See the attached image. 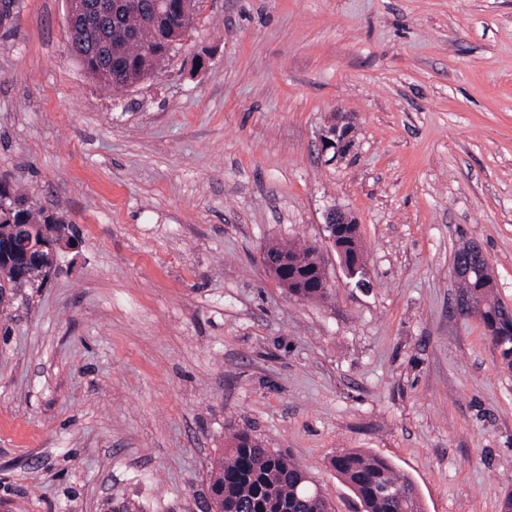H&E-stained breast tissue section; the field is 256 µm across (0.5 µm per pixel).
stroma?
<instances>
[{
  "label": "stroma",
  "instance_id": "35a3bbf8",
  "mask_svg": "<svg viewBox=\"0 0 512 512\" xmlns=\"http://www.w3.org/2000/svg\"><path fill=\"white\" fill-rule=\"evenodd\" d=\"M356 123L322 154L335 113ZM0 179L75 230L0 317V512H205L245 430L334 512L359 451L424 512H500L512 371L462 314L479 242L512 306V0H198L165 65L119 94L70 51L67 0L0 27ZM359 222L368 289L326 242ZM316 243L327 301L263 267ZM352 126L342 113L336 114V121L330 124L320 136L321 151H333V158L345 154L352 142Z\"/></svg>",
  "mask_w": 512,
  "mask_h": 512
}]
</instances>
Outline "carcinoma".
<instances>
[{
	"label": "carcinoma",
	"instance_id": "obj_1",
	"mask_svg": "<svg viewBox=\"0 0 512 512\" xmlns=\"http://www.w3.org/2000/svg\"><path fill=\"white\" fill-rule=\"evenodd\" d=\"M195 13L196 0H139L136 9L126 8L125 0H111L109 16L70 33L71 50L92 80L120 91L151 77L192 27ZM14 200L21 208L0 214L1 246L30 238L24 224H55L60 238L74 233L25 194ZM337 244L349 275L361 273L365 262L357 225H343ZM266 249L286 253L294 262L288 271L289 294L325 300L323 289L313 286L323 263L315 245L273 242ZM458 288L471 300L465 312L480 318L502 365L512 369V319L505 315L496 288L475 276L458 283ZM330 463L363 512H423L414 482L388 461L349 451ZM209 490L214 512H332L305 470L245 432L235 434L229 448L213 458Z\"/></svg>",
	"mask_w": 512,
	"mask_h": 512
}]
</instances>
